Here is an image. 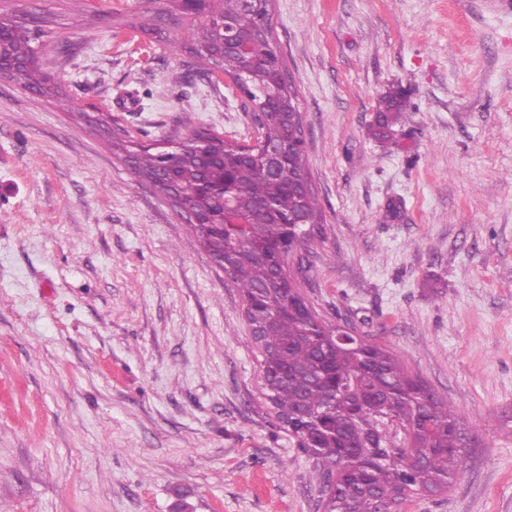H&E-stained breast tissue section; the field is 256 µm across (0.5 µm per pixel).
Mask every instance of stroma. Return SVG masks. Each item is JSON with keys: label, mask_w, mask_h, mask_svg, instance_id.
I'll list each match as a JSON object with an SVG mask.
<instances>
[{"label": "stroma", "mask_w": 512, "mask_h": 512, "mask_svg": "<svg viewBox=\"0 0 512 512\" xmlns=\"http://www.w3.org/2000/svg\"><path fill=\"white\" fill-rule=\"evenodd\" d=\"M10 6L49 16L70 108L0 79V512H323L315 459L262 396L238 288L107 135L250 144L249 101L228 76L188 80L137 29L141 0ZM270 14L326 220L300 286L468 421L447 490L399 512H512V7ZM396 89L407 118L381 141L376 101Z\"/></svg>", "instance_id": "stroma-1"}]
</instances>
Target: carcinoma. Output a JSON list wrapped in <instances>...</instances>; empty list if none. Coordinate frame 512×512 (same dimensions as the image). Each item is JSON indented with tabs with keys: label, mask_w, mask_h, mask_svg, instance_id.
<instances>
[{
	"label": "carcinoma",
	"mask_w": 512,
	"mask_h": 512,
	"mask_svg": "<svg viewBox=\"0 0 512 512\" xmlns=\"http://www.w3.org/2000/svg\"><path fill=\"white\" fill-rule=\"evenodd\" d=\"M144 10L147 35L192 58L200 79L229 76L248 97L258 135L248 151L209 130L153 151L112 134V151L136 176L171 201L200 245L238 288L243 315L261 353L263 396L299 448L319 463L324 512H382L407 493H437L460 470L465 420L382 346L333 345L338 325L321 317L290 279L288 259L303 264L321 235L322 213L310 184L303 119L286 66L270 39L269 0L243 16L249 56L221 52L219 24L240 16L241 0H166ZM36 15L0 13V56L19 61L7 76L59 94L41 60ZM279 92L282 110L263 108ZM409 100L396 89L379 97L373 135L393 139ZM284 163L267 169L269 149ZM232 186L225 199L199 184ZM238 220L224 229V206Z\"/></svg>",
	"instance_id": "carcinoma-1"
}]
</instances>
